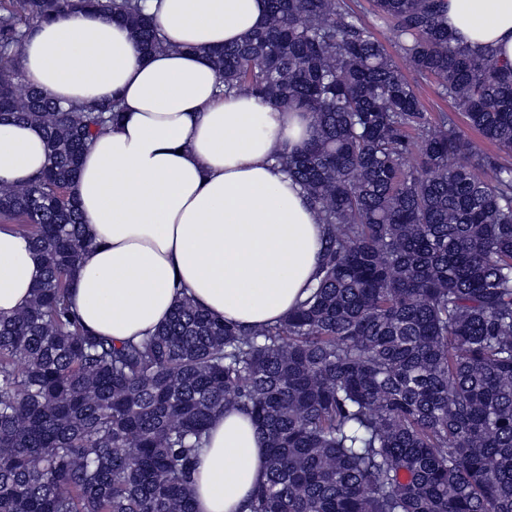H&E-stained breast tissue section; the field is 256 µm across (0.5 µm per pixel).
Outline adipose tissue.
Returning a JSON list of instances; mask_svg holds the SVG:
<instances>
[{"mask_svg":"<svg viewBox=\"0 0 512 512\" xmlns=\"http://www.w3.org/2000/svg\"><path fill=\"white\" fill-rule=\"evenodd\" d=\"M448 29L512 65V0H448ZM266 0H160L167 52L145 56L127 29L72 12L22 43L26 82L66 105L119 97L71 187L90 240L70 297L83 326L137 342L183 297L243 327L276 324L317 271L323 229L277 163L310 135L306 114L253 96H224L205 54L265 25ZM48 163L44 132L0 124V183H28ZM44 276L39 253L0 225V315L26 307ZM267 448L253 419L211 420L194 478L197 512H248Z\"/></svg>","mask_w":512,"mask_h":512,"instance_id":"1","label":"adipose tissue"}]
</instances>
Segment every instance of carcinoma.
<instances>
[{"label": "carcinoma", "mask_w": 512, "mask_h": 512, "mask_svg": "<svg viewBox=\"0 0 512 512\" xmlns=\"http://www.w3.org/2000/svg\"><path fill=\"white\" fill-rule=\"evenodd\" d=\"M264 28L208 55L226 94L311 123L278 157L323 226L316 282L280 323L245 328L188 298L120 346L69 302L88 246L70 186L119 101L65 108L17 47L68 11L165 48L149 0H0V123L41 127L47 167L0 184V221L44 263L0 317V512H196L218 411L268 448L250 512H512V163L434 120L345 0H267ZM447 0H372L416 75L512 154V67L448 31Z\"/></svg>", "instance_id": "cac0c4a2"}]
</instances>
